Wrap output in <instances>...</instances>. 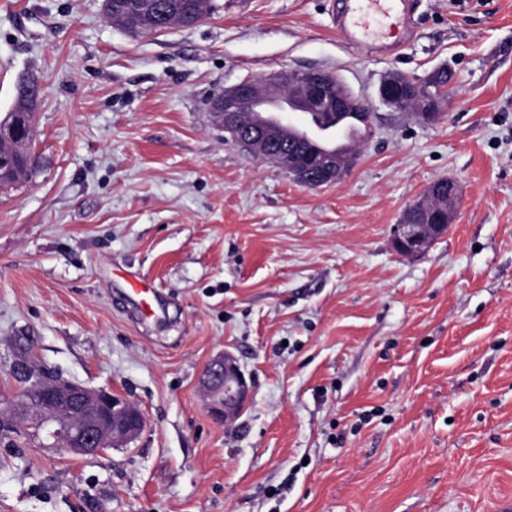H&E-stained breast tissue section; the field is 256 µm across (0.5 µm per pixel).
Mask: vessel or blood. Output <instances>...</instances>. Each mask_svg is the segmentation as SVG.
<instances>
[{
  "label": "vessel or blood",
  "instance_id": "b4317fda",
  "mask_svg": "<svg viewBox=\"0 0 512 512\" xmlns=\"http://www.w3.org/2000/svg\"><path fill=\"white\" fill-rule=\"evenodd\" d=\"M330 9L338 33L348 44L369 47L381 57L396 55L416 34L411 0H331ZM367 134L365 122L347 115L341 118L336 135L325 139L323 146L336 152ZM130 293L138 298L142 317L154 318L156 288L147 280L136 279L130 284Z\"/></svg>",
  "mask_w": 512,
  "mask_h": 512
}]
</instances>
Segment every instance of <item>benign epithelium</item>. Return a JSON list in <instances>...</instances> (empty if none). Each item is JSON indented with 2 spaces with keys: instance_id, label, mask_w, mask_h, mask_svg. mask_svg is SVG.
Masks as SVG:
<instances>
[{
  "instance_id": "benign-epithelium-1",
  "label": "benign epithelium",
  "mask_w": 512,
  "mask_h": 512,
  "mask_svg": "<svg viewBox=\"0 0 512 512\" xmlns=\"http://www.w3.org/2000/svg\"><path fill=\"white\" fill-rule=\"evenodd\" d=\"M267 91L297 112L327 113L357 108L367 111L368 105L332 74L291 69L228 86L213 101L224 134L240 149L261 160H275L304 186L339 181L351 162L328 153L316 158L314 170L309 171L298 167L292 156L278 151L280 136L288 126L287 114H281V124L265 128L264 135L247 134L244 119L257 111ZM21 94L19 111H34L35 83H23ZM379 97L394 110L426 122L440 115L442 97L421 89L409 78L385 80ZM30 129L31 123L17 117L9 123L0 122V176L6 168L28 161L22 143ZM459 196L460 187L451 179L432 183L408 205L400 223L394 225V249L404 256L425 253L453 223V204ZM441 197L448 198L447 214L443 218L433 205ZM10 373L20 376L24 382L11 398L0 401L1 430L13 422L28 419L52 439V447L75 457L98 456L111 448H125L144 430L143 414L133 402L105 389L65 380L47 368H37L31 352L13 362ZM201 383L212 416L228 422L242 415L249 400L250 385L233 354L226 352L214 357L205 368Z\"/></svg>"
}]
</instances>
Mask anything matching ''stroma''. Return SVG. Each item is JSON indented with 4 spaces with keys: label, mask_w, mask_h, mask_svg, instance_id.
Segmentation results:
<instances>
[{
    "label": "stroma",
    "mask_w": 512,
    "mask_h": 512,
    "mask_svg": "<svg viewBox=\"0 0 512 512\" xmlns=\"http://www.w3.org/2000/svg\"><path fill=\"white\" fill-rule=\"evenodd\" d=\"M213 3L134 37L103 0H0V118L39 87V167L0 188V399L19 339L145 417L96 457L0 434V512H512V0H418L391 58L347 45L328 0ZM285 68L371 106L338 182L296 183L210 110ZM438 71L434 123L378 98ZM441 178L453 224L399 255L394 224ZM225 352L251 381L230 425L200 385ZM130 287V294L136 296L140 302L139 311L142 317L153 319L156 316V310L152 299L156 297L157 289L146 279H135L130 283Z\"/></svg>",
    "instance_id": "stroma-1"
}]
</instances>
